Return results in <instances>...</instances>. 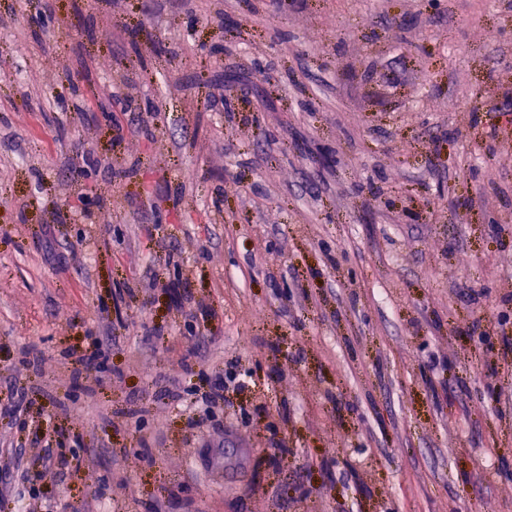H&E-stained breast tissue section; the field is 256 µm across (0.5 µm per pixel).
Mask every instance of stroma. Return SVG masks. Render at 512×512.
<instances>
[{
  "label": "stroma",
  "instance_id": "obj_1",
  "mask_svg": "<svg viewBox=\"0 0 512 512\" xmlns=\"http://www.w3.org/2000/svg\"><path fill=\"white\" fill-rule=\"evenodd\" d=\"M511 360L512 0H0V512H512Z\"/></svg>",
  "mask_w": 512,
  "mask_h": 512
}]
</instances>
